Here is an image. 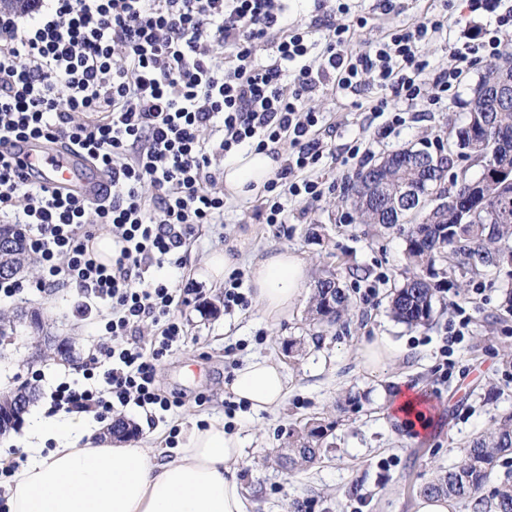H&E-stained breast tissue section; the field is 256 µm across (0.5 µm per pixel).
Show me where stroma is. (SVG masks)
Masks as SVG:
<instances>
[{
	"mask_svg": "<svg viewBox=\"0 0 512 512\" xmlns=\"http://www.w3.org/2000/svg\"><path fill=\"white\" fill-rule=\"evenodd\" d=\"M347 3L351 16L368 20L356 31L352 47L357 51L425 14L447 12L450 33L433 36L423 47L433 64L447 61L449 37L487 21L486 15L470 12L468 0H400L387 15L375 11L374 0ZM486 71L480 65L464 75L457 103L433 112L410 107L407 122L387 135L382 132L386 116L370 110L383 95L378 87H366L357 96L330 89L308 100V108L323 114L322 135L337 151L335 160L319 170L331 191L315 202L283 197L278 224L260 216V196L226 203L222 223L200 226L180 248L181 266L163 269V276L186 299L178 313L185 335L160 365L156 383L161 389L183 392L184 402L166 422L150 425V431L171 440L172 428L191 410L222 417L232 430L247 434L237 476L249 512H417L421 488L458 464L475 437L512 414V360L507 357L512 351V306L503 291L512 281V269L474 279L457 293L445 277H438L432 325L408 327L389 309L390 296L405 274L403 236L362 224L343 201L354 175L340 152L343 144L363 142L377 160L401 148L438 152L469 112L472 91ZM241 231L252 232L255 252L276 244L304 254L311 264V279L336 271L351 302L342 324L329 329L314 325L305 302L274 328L252 308L225 313L223 289L209 288L198 273L213 249ZM21 279L30 292L21 299H0V315L39 308L49 334L69 338L72 351L66 360L38 355L29 337L18 334L11 344L0 346V389L31 383L33 373H41V382L35 384L36 403L47 410L55 381L79 377L96 322L76 313L75 290L45 295L33 289L36 273L22 274ZM464 316L470 322L461 340L446 344L449 327ZM379 336L396 347L397 355L375 371L364 365L359 349ZM253 355H272L283 362L288 400L251 421L238 413L226 416L233 371ZM402 379L418 388L427 428L411 429L392 420L387 396ZM313 419L333 425L321 459L285 469L276 449L286 446L289 430Z\"/></svg>",
	"mask_w": 512,
	"mask_h": 512,
	"instance_id": "1",
	"label": "stroma"
}]
</instances>
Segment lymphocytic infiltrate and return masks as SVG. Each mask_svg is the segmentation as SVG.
Segmentation results:
<instances>
[{"label": "lymphocytic infiltrate", "mask_w": 512, "mask_h": 512, "mask_svg": "<svg viewBox=\"0 0 512 512\" xmlns=\"http://www.w3.org/2000/svg\"><path fill=\"white\" fill-rule=\"evenodd\" d=\"M288 0H14L0 7V221L20 224L39 263L35 289L78 291L77 311L96 314L99 339L82 381L51 393L54 409L102 420L130 406L164 419L174 400L155 385L159 363L183 339L184 300L152 268L176 261L203 224L224 215L214 161L245 146L289 151L261 206L277 224L283 195L319 200L308 173L332 158L315 133L323 115L305 101L331 86L383 95L376 114L403 125V105L434 111L456 102L462 75L496 59L512 37V0H469L495 15L477 42L454 40L431 66L424 44L448 29L447 12L398 27L365 52L352 51L363 18L335 22L347 5L316 0L324 48L288 22ZM44 138L106 170L104 201L69 198L22 171L10 148ZM112 261L95 259L98 230ZM155 336L143 339L145 327Z\"/></svg>", "instance_id": "f902f5d3"}]
</instances>
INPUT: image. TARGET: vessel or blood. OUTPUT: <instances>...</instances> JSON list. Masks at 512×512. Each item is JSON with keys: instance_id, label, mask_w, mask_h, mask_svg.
<instances>
[{"instance_id": "b4317fda", "label": "vessel or blood", "mask_w": 512, "mask_h": 512, "mask_svg": "<svg viewBox=\"0 0 512 512\" xmlns=\"http://www.w3.org/2000/svg\"><path fill=\"white\" fill-rule=\"evenodd\" d=\"M20 160L26 170L38 173L43 183L79 198H100L110 185L101 176L87 175L82 155L64 151L58 144L44 139L30 141Z\"/></svg>"}]
</instances>
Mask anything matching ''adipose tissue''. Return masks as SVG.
<instances>
[{"mask_svg": "<svg viewBox=\"0 0 512 512\" xmlns=\"http://www.w3.org/2000/svg\"><path fill=\"white\" fill-rule=\"evenodd\" d=\"M281 166L269 152L245 148L224 162V197L250 198ZM250 234L230 236L207 256L201 278L223 285L240 263L248 265L254 307L278 326L294 312L310 278L296 251L270 246L249 258ZM230 391L250 414L273 411L288 399V377L272 357L251 356L234 371ZM26 463L6 492L8 512H248L235 474L245 439L223 419L187 415L169 460L149 439L100 441L84 415L38 412L27 431Z\"/></svg>", "mask_w": 512, "mask_h": 512, "instance_id": "ef3b65f1", "label": "adipose tissue"}]
</instances>
